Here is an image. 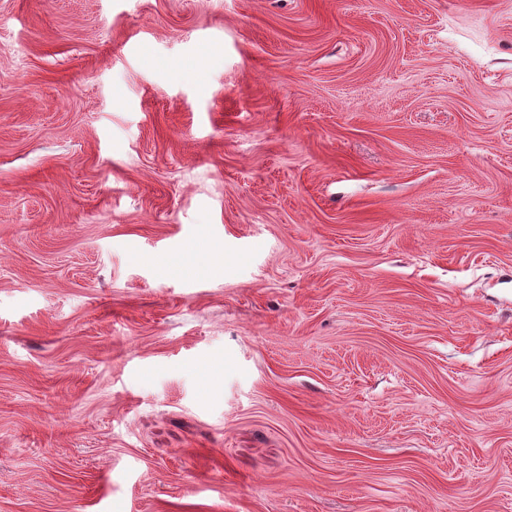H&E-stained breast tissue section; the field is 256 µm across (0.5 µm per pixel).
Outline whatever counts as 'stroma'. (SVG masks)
<instances>
[{
  "instance_id": "stroma-1",
  "label": "stroma",
  "mask_w": 512,
  "mask_h": 512,
  "mask_svg": "<svg viewBox=\"0 0 512 512\" xmlns=\"http://www.w3.org/2000/svg\"><path fill=\"white\" fill-rule=\"evenodd\" d=\"M0 512H512V0H0Z\"/></svg>"
}]
</instances>
